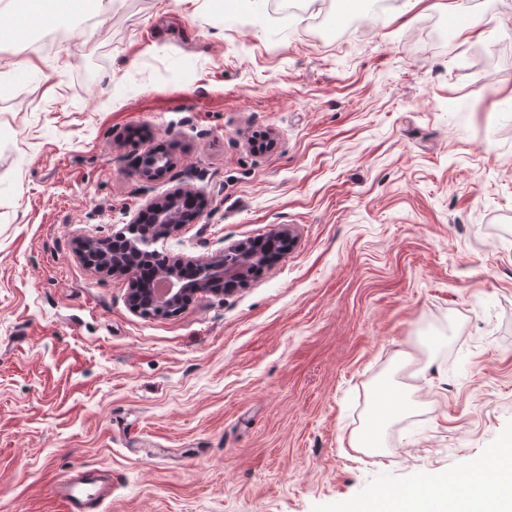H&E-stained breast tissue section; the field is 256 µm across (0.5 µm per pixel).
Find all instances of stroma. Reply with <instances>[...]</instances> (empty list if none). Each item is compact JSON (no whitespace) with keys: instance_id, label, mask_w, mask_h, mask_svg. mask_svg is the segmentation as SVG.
Masks as SVG:
<instances>
[{"instance_id":"obj_1","label":"stroma","mask_w":512,"mask_h":512,"mask_svg":"<svg viewBox=\"0 0 512 512\" xmlns=\"http://www.w3.org/2000/svg\"><path fill=\"white\" fill-rule=\"evenodd\" d=\"M501 2L358 0L334 41L264 0H112L0 77V512H59L53 483L86 467L106 512H344L512 444ZM453 12L479 36L435 43ZM153 151L172 167L140 178ZM178 187L207 207L168 257L281 224L294 243L230 295L144 317L76 242ZM389 375L415 407L369 457L350 441Z\"/></svg>"}]
</instances>
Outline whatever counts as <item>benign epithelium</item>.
<instances>
[{
	"label": "benign epithelium",
	"mask_w": 512,
	"mask_h": 512,
	"mask_svg": "<svg viewBox=\"0 0 512 512\" xmlns=\"http://www.w3.org/2000/svg\"><path fill=\"white\" fill-rule=\"evenodd\" d=\"M171 160L165 155L149 153L135 162V171L143 178L154 180L163 177L170 169ZM187 198H201L191 188H177L162 201L150 204L149 223L138 218L114 233L108 241L84 239L79 244L82 259L94 257L96 270L128 279L130 288L127 302L129 308L143 314V298H149L159 314H172L184 303L198 294H224L234 284L243 281L245 271L253 274L280 253L283 246L293 243L290 228L280 225L265 239L252 244L241 241L204 260L193 258L179 259L162 271L160 280L173 282L176 287L159 302L153 283H140L138 274L125 264V256L131 252L148 258L153 254V246L168 239L189 219L184 206Z\"/></svg>",
	"instance_id": "1"
}]
</instances>
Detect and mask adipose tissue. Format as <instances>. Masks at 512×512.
<instances>
[{"label": "adipose tissue", "instance_id": "1", "mask_svg": "<svg viewBox=\"0 0 512 512\" xmlns=\"http://www.w3.org/2000/svg\"><path fill=\"white\" fill-rule=\"evenodd\" d=\"M79 0H0V14L25 12L41 23L58 22L74 12ZM413 402L401 385L387 380L372 391L371 407L366 421L353 438L357 448H380L382 433L396 416L409 413ZM512 469V462L488 461L483 468L473 470L469 484L456 486L452 474L431 479L423 491L409 493L396 488L392 491L393 512H512V482H488V473Z\"/></svg>", "mask_w": 512, "mask_h": 512}]
</instances>
